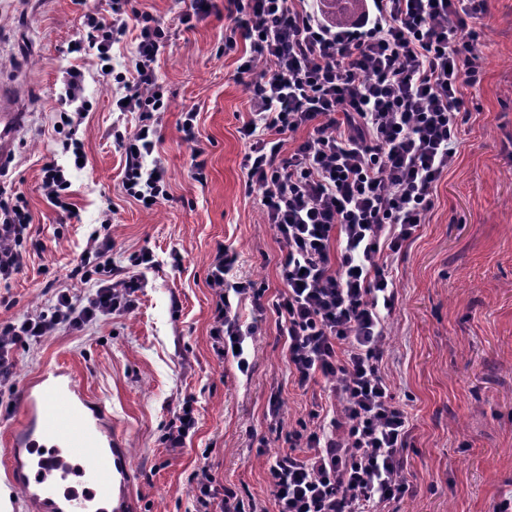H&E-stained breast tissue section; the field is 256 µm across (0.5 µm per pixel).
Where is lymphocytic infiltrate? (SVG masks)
I'll use <instances>...</instances> for the list:
<instances>
[{"instance_id":"obj_1","label":"lymphocytic infiltrate","mask_w":512,"mask_h":512,"mask_svg":"<svg viewBox=\"0 0 512 512\" xmlns=\"http://www.w3.org/2000/svg\"><path fill=\"white\" fill-rule=\"evenodd\" d=\"M225 9L234 21L225 52L242 39L253 50L239 66L253 78L241 166L247 186L262 192L263 218L283 255V289L270 298L253 281H230L237 256L218 246L208 271L217 298L210 334L218 354L234 353L249 372L244 343L274 311L296 385L328 382L335 417L312 412L267 466L276 512H384L409 490L402 472L410 435L383 368L397 301L385 256L412 240L457 159L462 90L480 82L476 22L487 0H370L340 30L319 0H226ZM110 10L107 19L84 12L86 40L75 48L96 50L108 65L114 44L137 30L134 67L114 80L141 121L114 139L126 152V195L156 203L167 196L166 172L143 160L157 141L154 114L169 108L155 72L169 32L132 0H110ZM301 129L307 139L284 151L283 135ZM31 239L23 194L0 189V285L21 272ZM111 250V236L93 232L72 271L88 291L58 289L48 309L0 326L1 384L13 376L17 344L137 309L142 282L119 277ZM245 303L254 315L247 324ZM194 497L202 512H267L205 472Z\"/></svg>"}]
</instances>
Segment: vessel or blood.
I'll use <instances>...</instances> for the list:
<instances>
[{
  "label": "vessel or blood",
  "mask_w": 512,
  "mask_h": 512,
  "mask_svg": "<svg viewBox=\"0 0 512 512\" xmlns=\"http://www.w3.org/2000/svg\"><path fill=\"white\" fill-rule=\"evenodd\" d=\"M21 114L0 97V167L12 159V141ZM20 418L7 439V467L12 484L23 488L36 512H98L102 501L114 512L132 506L126 450L106 423L105 406L77 383L75 373L61 365L43 368L18 393ZM31 448H64L81 461L83 495L61 497L55 483L32 474L26 452Z\"/></svg>",
  "instance_id": "1"
}]
</instances>
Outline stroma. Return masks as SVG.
I'll return each mask as SVG.
<instances>
[{
	"instance_id": "stroma-1",
	"label": "stroma",
	"mask_w": 512,
	"mask_h": 512,
	"mask_svg": "<svg viewBox=\"0 0 512 512\" xmlns=\"http://www.w3.org/2000/svg\"><path fill=\"white\" fill-rule=\"evenodd\" d=\"M224 4L216 0L210 14L186 26L180 18L189 0L137 2L170 33L156 64L169 108L144 159L145 167L164 166L168 197L146 208L121 189L125 154L112 131L130 123L114 105L123 91L101 74L95 53L71 49L83 34L81 6L0 0V91L22 113L0 186L25 196L40 243L0 303V325L46 306L56 289L84 294L86 284L70 272L107 216L113 267L144 281L133 313L13 349L14 376L0 386V499L11 512L33 510L7 477L5 440L19 418L10 388L47 364L72 368L110 412L130 466L133 512H194L195 476L204 469L273 507L267 462L327 403L324 381L295 385L275 314L261 323L249 373L212 349L216 298L207 274L218 245L237 252L234 277L271 295L282 287V255L263 222L261 193L246 188L241 168L246 145L238 130L250 96L237 55L224 52L232 27ZM483 25L481 82L463 90L457 160L438 183L425 223L388 259L398 304L383 367L412 431L403 451L412 492L398 512H497L512 497V0H488ZM71 67L83 74L88 110L76 134L86 156L81 169L53 129ZM190 110L197 114L193 144L181 130ZM49 157L70 169L76 216L64 224L41 189ZM144 250L155 259L148 269L133 264ZM275 396L277 420L268 414ZM188 398L195 432L185 447H167L172 411Z\"/></svg>"
}]
</instances>
